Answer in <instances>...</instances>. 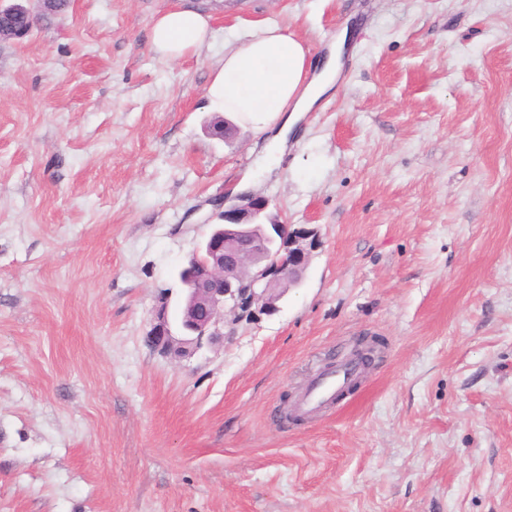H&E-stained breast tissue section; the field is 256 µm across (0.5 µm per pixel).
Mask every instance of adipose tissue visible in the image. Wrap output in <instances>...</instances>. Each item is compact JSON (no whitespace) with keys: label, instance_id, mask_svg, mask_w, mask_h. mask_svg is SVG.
Instances as JSON below:
<instances>
[{"label":"adipose tissue","instance_id":"ef3b65f1","mask_svg":"<svg viewBox=\"0 0 512 512\" xmlns=\"http://www.w3.org/2000/svg\"><path fill=\"white\" fill-rule=\"evenodd\" d=\"M209 15L173 4L154 18L151 45L162 58L178 60L209 44ZM341 50L315 60L305 42L276 24L259 23L257 33L225 50L206 87L213 109L256 133L275 131L285 139L336 83Z\"/></svg>","mask_w":512,"mask_h":512}]
</instances>
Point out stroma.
Here are the masks:
<instances>
[{"instance_id": "1", "label": "stroma", "mask_w": 512, "mask_h": 512, "mask_svg": "<svg viewBox=\"0 0 512 512\" xmlns=\"http://www.w3.org/2000/svg\"><path fill=\"white\" fill-rule=\"evenodd\" d=\"M70 0L0 43V512H512V0ZM278 23L333 93L212 136L227 47ZM242 193L322 245L277 313L175 362L160 289ZM336 407L290 412L360 336ZM211 17L196 8L173 4L154 18L151 45L162 58L178 60L209 44Z\"/></svg>"}]
</instances>
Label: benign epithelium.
Wrapping results in <instances>:
<instances>
[{
	"label": "benign epithelium",
	"mask_w": 512,
	"mask_h": 512,
	"mask_svg": "<svg viewBox=\"0 0 512 512\" xmlns=\"http://www.w3.org/2000/svg\"><path fill=\"white\" fill-rule=\"evenodd\" d=\"M34 25L33 12L22 0L0 2V42L25 38ZM270 200L248 194L217 216L218 223L189 255L185 286L189 320L169 318L171 292L163 290L149 331L152 346L176 360L203 348L224 344L242 319L273 315L283 282L299 285L320 232L310 224L263 223Z\"/></svg>",
	"instance_id": "benign-epithelium-1"
}]
</instances>
